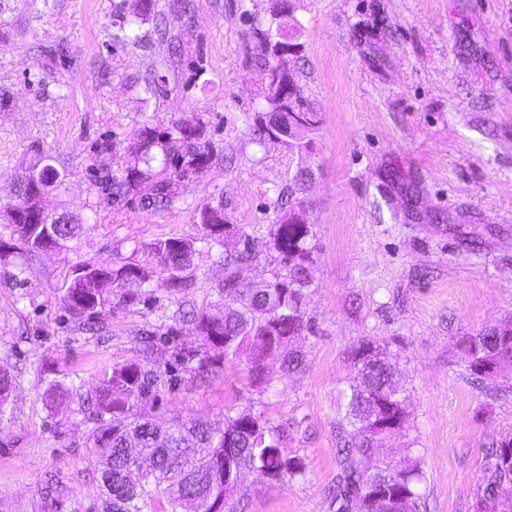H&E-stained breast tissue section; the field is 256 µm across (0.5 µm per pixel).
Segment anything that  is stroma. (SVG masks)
Segmentation results:
<instances>
[{
	"label": "stroma",
	"mask_w": 512,
	"mask_h": 512,
	"mask_svg": "<svg viewBox=\"0 0 512 512\" xmlns=\"http://www.w3.org/2000/svg\"><path fill=\"white\" fill-rule=\"evenodd\" d=\"M293 3L275 18L271 0H191L190 20L171 21L172 43L138 48L115 39L116 11L131 13L135 0H0V205L13 200L22 160L42 150L66 173L46 208L93 222L33 262L23 284L0 260V367L21 376L0 416V512H102L100 466L86 446L93 424L48 389L59 380L93 392L113 367L142 361L147 330L158 334L163 382L139 402L143 416L203 414L220 429L247 409L305 464L291 481L250 473L232 512H336L337 403L361 339L388 343L412 400L405 428L366 467L412 452L427 512H476L485 450L512 433V393L485 398L460 347L512 317V0ZM267 29L319 117L301 155L257 136V34ZM154 69L168 92L146 100L137 85ZM190 114L219 155L183 182L178 203L154 212L98 191L112 164L98 144L119 151L143 125ZM304 168L312 177L300 188ZM288 198L313 226L310 285L304 329L267 359L263 383L243 354L202 376L174 356L198 339L182 308L224 278L220 247L197 255L185 292L126 285L103 338L62 302L73 265L146 261L144 244L197 235L202 203L222 204L227 243L256 254L238 276L264 283L275 267L268 230ZM294 351L304 366L284 371Z\"/></svg>",
	"instance_id": "1"
}]
</instances>
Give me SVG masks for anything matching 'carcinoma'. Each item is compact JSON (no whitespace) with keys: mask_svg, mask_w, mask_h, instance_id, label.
<instances>
[{"mask_svg":"<svg viewBox=\"0 0 512 512\" xmlns=\"http://www.w3.org/2000/svg\"><path fill=\"white\" fill-rule=\"evenodd\" d=\"M119 40L141 46L157 35L168 39L169 28L156 0H142L141 11L128 17L117 15ZM152 24V32L138 29ZM214 150L205 140L203 124L196 116L184 117L165 128L143 126L113 160L116 168L104 175V189L114 200L136 196L154 210H165L180 199L179 182L187 165H210ZM52 156L42 152L25 164L15 201L0 207V220L10 229L13 250L20 262L13 265L9 279L22 281L31 262L40 258L43 245L61 248L76 239L80 225L70 217L52 223H31L36 215L34 201L45 189V180L59 188L65 175L51 164ZM292 210L282 212L271 225V249L288 274L255 284L239 279V265L255 258L248 248L226 247L224 208L205 206L199 210V236L158 238L145 246L148 263H129L116 270L110 265L81 263L87 270L82 279L64 281L62 300L78 323L94 325L103 319L107 305L104 291L121 288L127 282L149 285L158 275L167 288L181 292L196 276V243L224 248V280L217 295L224 301L219 320L212 319L208 305L193 303L184 317L200 332L198 346L180 347L179 361L194 373H206L228 357L248 350L254 380L263 379L265 359L275 350V341L302 331V296L309 286L307 259L312 237L309 224H292ZM147 355L142 363L113 368L95 393L81 398V412L94 424L88 443L101 464L100 495L104 512H223L224 463L235 479L252 471L267 473L275 480L295 479L304 474L300 459L286 455L280 440L266 437L261 418L251 412L225 416L220 435L201 416L174 418L166 425L143 420L133 414L136 404L162 381L155 368L153 336L145 335ZM469 375L479 379L483 392L497 398L512 389L502 378L512 367V317L485 326L462 342ZM356 377L343 391L344 413L337 422L336 457L339 473L332 489L338 512H423L425 501L417 491L424 479L420 459L407 454L395 466L380 468L385 488H380L372 471L362 460L375 455L379 424L386 420L406 424L410 399L388 360L387 347L359 340L348 352ZM20 387L19 376L0 369V406ZM480 508L488 512H512V434L492 444L485 456Z\"/></svg>","mask_w":512,"mask_h":512,"instance_id":"obj_1","label":"carcinoma"}]
</instances>
